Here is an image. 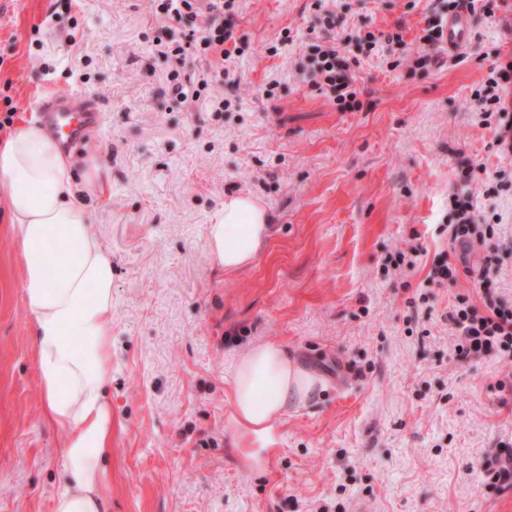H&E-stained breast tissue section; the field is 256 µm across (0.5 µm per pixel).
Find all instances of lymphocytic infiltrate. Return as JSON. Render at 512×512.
I'll use <instances>...</instances> for the list:
<instances>
[{"label": "lymphocytic infiltrate", "mask_w": 512, "mask_h": 512, "mask_svg": "<svg viewBox=\"0 0 512 512\" xmlns=\"http://www.w3.org/2000/svg\"><path fill=\"white\" fill-rule=\"evenodd\" d=\"M154 15L162 20H189L194 27L186 40L165 45L163 54L172 59L175 68L170 72L173 92L182 99H200L210 83L224 78V45L234 40L245 44V37H234L224 27V13L233 9L235 0H151ZM307 58L311 65L312 84L320 93L330 96L339 111L348 112L361 108V90L356 87L351 74V60L341 55L335 44L316 38L310 40ZM193 56L206 66L205 76L197 88L189 90L180 81L179 65L186 56ZM494 77L479 96L478 103L484 112L497 113L495 131L497 151L512 153V111L505 106L504 93L512 89V61L496 63ZM481 216L469 192L454 194L448 236L460 249H468L478 238ZM500 258L485 252L478 268L456 265L440 259L433 263L427 276L430 284L452 287L461 276L471 277L476 298L458 297L449 317L456 331L454 352L467 359L480 355L500 353L512 356V304L505 303L495 294L493 287L499 274Z\"/></svg>", "instance_id": "1"}]
</instances>
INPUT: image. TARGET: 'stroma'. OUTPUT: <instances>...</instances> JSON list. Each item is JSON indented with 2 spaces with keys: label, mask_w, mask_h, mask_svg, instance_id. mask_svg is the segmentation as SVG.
<instances>
[{
  "label": "stroma",
  "mask_w": 512,
  "mask_h": 512,
  "mask_svg": "<svg viewBox=\"0 0 512 512\" xmlns=\"http://www.w3.org/2000/svg\"><path fill=\"white\" fill-rule=\"evenodd\" d=\"M448 0H236L225 27L249 47L205 99L171 91L148 0H0V114L81 90L103 126L67 156L83 178L100 147L109 178L88 194L112 254L110 512H512L480 470L512 442V361L454 354L448 319L472 282L426 281L449 239L462 169L495 227L468 255L501 258L512 304V162L491 149L476 101L512 0L474 13L469 46L417 68L426 20ZM333 16L362 106L338 111L310 83L306 44ZM399 33L361 49L356 35ZM230 106L214 111L211 100ZM248 195L271 218L248 267L226 272L204 226ZM404 253V264L393 261ZM282 346L322 379L269 435L243 434L224 372L253 343ZM63 430L42 418L19 249L0 211V512H53Z\"/></svg>",
  "instance_id": "1"
}]
</instances>
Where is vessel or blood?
Listing matches in <instances>:
<instances>
[{"instance_id":"b4317fda","label":"vessel or blood","mask_w":512,"mask_h":512,"mask_svg":"<svg viewBox=\"0 0 512 512\" xmlns=\"http://www.w3.org/2000/svg\"><path fill=\"white\" fill-rule=\"evenodd\" d=\"M441 43L449 54L464 50L473 30L469 0H457L440 19ZM36 110L63 148H70L101 125V109L91 97L81 92L51 94L41 99Z\"/></svg>"}]
</instances>
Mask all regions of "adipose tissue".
Returning a JSON list of instances; mask_svg holds the SVG:
<instances>
[{
    "mask_svg": "<svg viewBox=\"0 0 512 512\" xmlns=\"http://www.w3.org/2000/svg\"><path fill=\"white\" fill-rule=\"evenodd\" d=\"M0 182L9 232L21 256L42 414L62 428L65 482L54 512H108L112 469V254L92 230L70 161L41 126L18 125L0 143ZM270 231L265 208L229 196L204 227L215 267L251 264ZM62 265L55 275L53 265ZM232 415L242 428L268 434L289 405L312 398L320 384L286 350L251 345L224 374Z\"/></svg>",
    "mask_w": 512,
    "mask_h": 512,
    "instance_id": "obj_1",
    "label": "adipose tissue"
}]
</instances>
